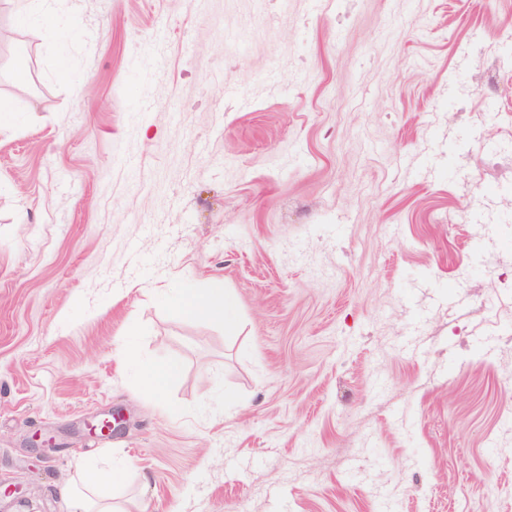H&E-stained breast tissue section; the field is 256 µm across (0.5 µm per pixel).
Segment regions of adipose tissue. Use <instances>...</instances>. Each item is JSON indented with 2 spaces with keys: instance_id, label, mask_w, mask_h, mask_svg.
Listing matches in <instances>:
<instances>
[{
  "instance_id": "adipose-tissue-1",
  "label": "adipose tissue",
  "mask_w": 512,
  "mask_h": 512,
  "mask_svg": "<svg viewBox=\"0 0 512 512\" xmlns=\"http://www.w3.org/2000/svg\"><path fill=\"white\" fill-rule=\"evenodd\" d=\"M179 312L216 320L225 324L237 318L236 299L224 287L223 279H213L203 290H186L178 306ZM121 478L115 470L96 469L79 476L78 484L61 490L70 512H127L123 501L117 499L112 488Z\"/></svg>"
}]
</instances>
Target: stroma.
Listing matches in <instances>:
<instances>
[{
	"label": "stroma",
	"mask_w": 512,
	"mask_h": 512,
	"mask_svg": "<svg viewBox=\"0 0 512 512\" xmlns=\"http://www.w3.org/2000/svg\"><path fill=\"white\" fill-rule=\"evenodd\" d=\"M334 2L0 0V512H512V0ZM61 0H12L19 15L34 14L46 19H54L60 8ZM177 310L186 315L232 324L237 318L238 305L224 288V280L215 278L201 291L187 289ZM178 369L174 365L164 367L148 366L143 370V387L155 394L161 393L164 388L178 377ZM120 479L119 471L96 469L79 475L81 488L71 484L63 487L60 493L68 502L69 512H130L112 492Z\"/></svg>",
	"instance_id": "1"
}]
</instances>
